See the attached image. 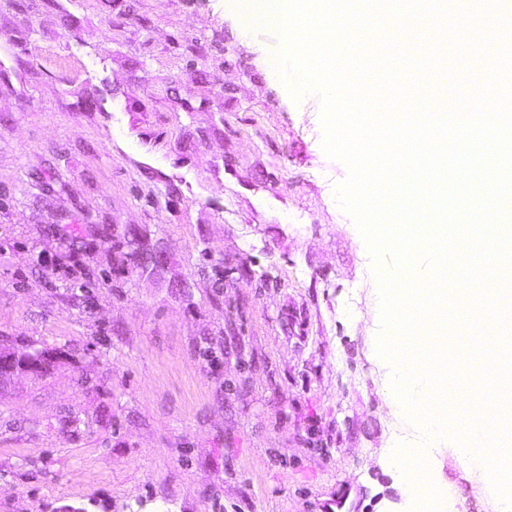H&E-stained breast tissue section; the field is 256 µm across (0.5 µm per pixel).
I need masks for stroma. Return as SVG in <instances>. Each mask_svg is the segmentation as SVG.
Instances as JSON below:
<instances>
[{"label":"stroma","instance_id":"1","mask_svg":"<svg viewBox=\"0 0 512 512\" xmlns=\"http://www.w3.org/2000/svg\"><path fill=\"white\" fill-rule=\"evenodd\" d=\"M277 49L236 0H0V336L64 354L0 389V512H408L374 260ZM130 224L167 272L113 265Z\"/></svg>","mask_w":512,"mask_h":512}]
</instances>
